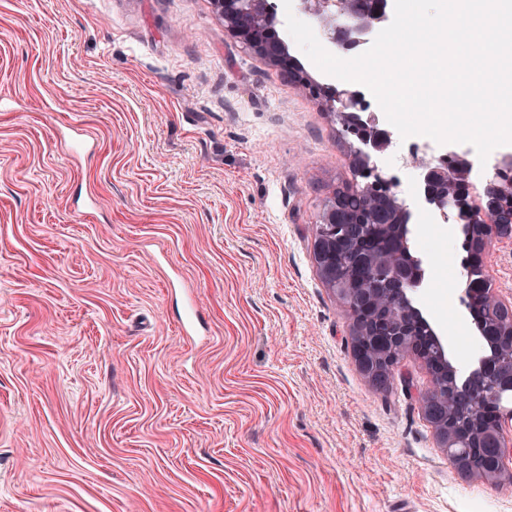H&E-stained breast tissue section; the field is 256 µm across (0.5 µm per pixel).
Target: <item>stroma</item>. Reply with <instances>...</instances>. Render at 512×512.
Instances as JSON below:
<instances>
[{"mask_svg":"<svg viewBox=\"0 0 512 512\" xmlns=\"http://www.w3.org/2000/svg\"><path fill=\"white\" fill-rule=\"evenodd\" d=\"M0 99V512H512L421 362L386 393L355 362L313 260L348 141L211 0H0ZM442 238L412 224L411 298L459 367ZM485 263L512 295V240ZM421 401L426 416L431 419L432 424L435 426L443 446L447 447L446 441H453L456 438L457 434L459 433V430L453 427L452 420L449 417L448 424L447 420H445L444 422H438L436 420L433 408L430 406L431 401L429 400L428 392L422 395Z\"/></svg>","mask_w":512,"mask_h":512,"instance_id":"stroma-1","label":"stroma"}]
</instances>
